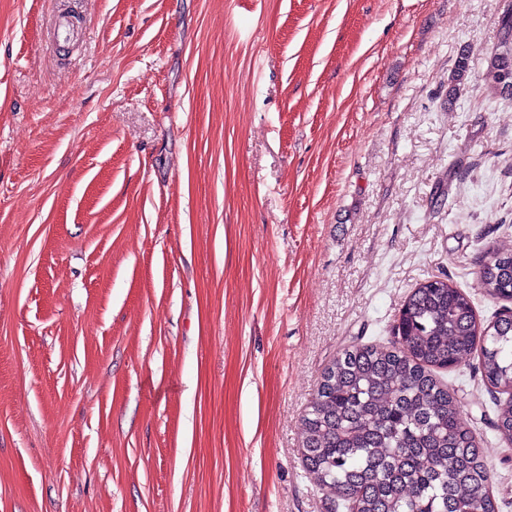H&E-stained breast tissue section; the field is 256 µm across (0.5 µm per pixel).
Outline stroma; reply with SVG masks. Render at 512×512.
Wrapping results in <instances>:
<instances>
[{
  "label": "stroma",
  "instance_id": "1",
  "mask_svg": "<svg viewBox=\"0 0 512 512\" xmlns=\"http://www.w3.org/2000/svg\"><path fill=\"white\" fill-rule=\"evenodd\" d=\"M509 10L0 0V512H332L301 438L327 365L433 277L504 308L476 272L512 245L481 81ZM477 364L441 378L512 512ZM471 78L470 52L463 49L457 56L451 76L448 78V100L451 102L461 87L468 83Z\"/></svg>",
  "mask_w": 512,
  "mask_h": 512
}]
</instances>
